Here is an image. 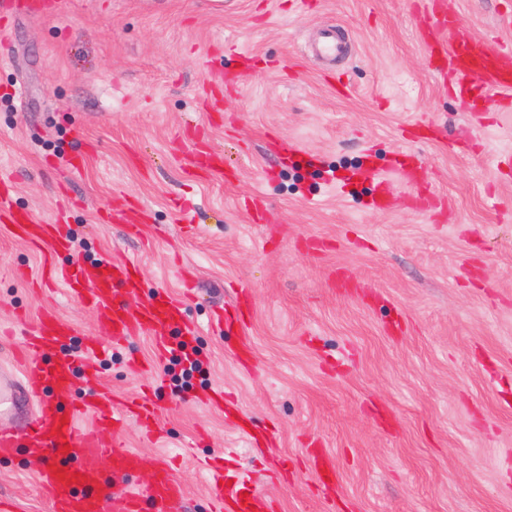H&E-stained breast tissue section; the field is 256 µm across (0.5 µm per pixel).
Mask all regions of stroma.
<instances>
[{
	"instance_id": "1",
	"label": "stroma",
	"mask_w": 512,
	"mask_h": 512,
	"mask_svg": "<svg viewBox=\"0 0 512 512\" xmlns=\"http://www.w3.org/2000/svg\"><path fill=\"white\" fill-rule=\"evenodd\" d=\"M13 0L0 21V178L63 225L58 261L137 262L138 298L181 303L202 370L151 336L113 344L43 254L0 224V364L47 311L100 349L91 383L141 393L145 465L233 467L274 512H512V112L469 111L430 60L432 0ZM463 34L512 45V0H442ZM342 27L349 59L308 52ZM202 154L223 168H192ZM432 208L372 209L402 163ZM223 389V408L204 403ZM26 450L0 495L52 512Z\"/></svg>"
}]
</instances>
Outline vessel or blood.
<instances>
[{"label": "vessel or blood", "instance_id": "b4317fda", "mask_svg": "<svg viewBox=\"0 0 512 512\" xmlns=\"http://www.w3.org/2000/svg\"><path fill=\"white\" fill-rule=\"evenodd\" d=\"M434 18L432 57L447 67L460 91L476 97L495 91L511 105L512 47L464 35L457 21L442 12H435ZM0 223L42 251V278L64 284L71 296L91 307L108 326L113 342L144 331L153 336L158 355L164 358L180 339L192 335V328L182 323L180 307L171 299L136 300L133 261H104L90 275L77 261L57 266L55 254L70 246L62 225L46 224L16 210L11 194L3 190ZM73 334L69 322L55 313H44L33 334L24 339L27 361L23 369L10 379L0 374V412L12 408L21 385L37 400L26 441L39 464L40 483L51 498L53 512H141L145 501L152 512H172L185 490L166 459L155 462L145 490L123 483L124 477L140 471L144 464L139 451L123 446V426L127 418L134 417L145 429H152L157 415L154 406L142 397L119 403L102 390L72 402L78 384L74 362L58 356L57 351ZM86 415L93 418L94 426L84 431L79 421ZM108 433L113 436L109 442L104 439ZM211 476L217 512H269L266 502L246 481H230L224 465L213 466Z\"/></svg>", "mask_w": 512, "mask_h": 512}]
</instances>
